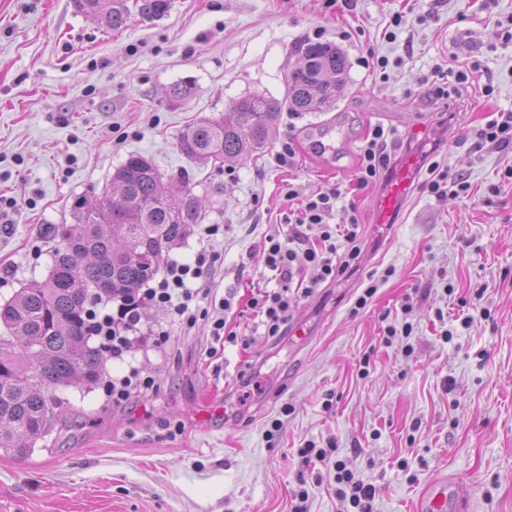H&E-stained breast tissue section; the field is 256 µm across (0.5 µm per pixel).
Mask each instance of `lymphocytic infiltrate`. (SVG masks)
Segmentation results:
<instances>
[{
	"label": "lymphocytic infiltrate",
	"mask_w": 512,
	"mask_h": 512,
	"mask_svg": "<svg viewBox=\"0 0 512 512\" xmlns=\"http://www.w3.org/2000/svg\"><path fill=\"white\" fill-rule=\"evenodd\" d=\"M472 139V149L477 153L512 151V110L493 113L491 119L474 130ZM402 146L401 137L393 128L381 124L371 127L359 150L357 188L376 183L388 172ZM422 190L436 197L449 194L463 199L470 196L472 185L466 176L450 172L447 166L434 160L426 167ZM342 199L343 192L337 186L307 197L287 238L271 237L264 242L263 269L273 285L260 289L257 296L249 299L248 305L260 315L266 335H279L288 321L291 308L288 290L295 274L310 271L311 277L302 289L307 296L322 283L339 279L358 259L361 226L357 216H350L341 227L328 222ZM216 261V254L204 247L191 261L168 262L162 277L152 287L120 299L118 305L103 299L96 301L89 309L94 335L106 344L116 359L123 358L137 343L156 348L165 346L170 332L161 325H146V308L166 307L180 324L189 329L195 327L199 303L210 295L202 281ZM302 453L307 458L332 461L337 496L347 500L353 512H372L375 487L356 480L345 461L335 458L334 448H319L310 443Z\"/></svg>",
	"instance_id": "lymphocytic-infiltrate-1"
}]
</instances>
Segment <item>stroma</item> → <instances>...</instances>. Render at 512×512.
Returning <instances> with one entry per match:
<instances>
[{
	"label": "stroma",
	"instance_id": "1",
	"mask_svg": "<svg viewBox=\"0 0 512 512\" xmlns=\"http://www.w3.org/2000/svg\"><path fill=\"white\" fill-rule=\"evenodd\" d=\"M511 17L512 0L490 12L482 0H174L168 16L134 11L113 31L73 0H0V304L47 278L46 225L71 223L74 197L102 193L132 153L164 177L194 178L202 223L223 225L210 243L211 300L234 294L229 320L242 336L255 327L247 301L262 244L284 238L301 198L347 188L362 225L355 265L295 295L290 314L306 322L305 339L219 348L205 322L188 331L169 310L148 309L147 324L171 327L166 350L134 348L126 361L108 359L97 385L56 388L67 418L27 456L0 450V512H293L302 485L307 512H347L332 474L302 456L310 442L336 447L376 487L373 512H414L445 474L470 487V512H512V184L501 180L512 152L473 153L468 137L492 112L512 110V43L495 24ZM303 37L348 55L332 111L282 112L260 158L220 169L180 152L188 124L241 97L283 100ZM371 53L391 60L387 78L365 67ZM475 60L487 72L448 101L430 96L434 63ZM176 82L192 85L189 101L168 100ZM326 122L346 137L332 161L307 139ZM415 123L439 142L441 162L468 176L472 197L412 188L384 232L378 186L355 187L359 149L376 124L412 143ZM288 140L295 157L284 164ZM373 282L376 294L356 308ZM406 324L410 335L387 336ZM131 364L155 388L118 409L107 384ZM279 417L283 429L268 436ZM167 422L181 434L167 437Z\"/></svg>",
	"mask_w": 512,
	"mask_h": 512
}]
</instances>
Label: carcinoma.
Returning <instances> with one entry per match:
<instances>
[{
    "label": "carcinoma",
    "instance_id": "obj_1",
    "mask_svg": "<svg viewBox=\"0 0 512 512\" xmlns=\"http://www.w3.org/2000/svg\"><path fill=\"white\" fill-rule=\"evenodd\" d=\"M74 6L112 30L123 28L129 16L127 0H74ZM135 6L141 17L158 20L169 14L173 0H135ZM293 52L298 64L288 71L285 101L243 97L221 116L186 127L178 138L181 153L221 169L261 151L282 109H333L349 79L347 54L310 39L296 42ZM162 179L151 159L132 153L113 173L112 191L77 198L73 223L45 229L57 242L48 277L0 305L7 332L0 336V450L24 457L53 419L66 418V402L49 395L51 388L100 380L106 353L103 344L93 343L89 303L140 288L199 222L202 203L190 176L181 178L179 202L164 196Z\"/></svg>",
    "mask_w": 512,
    "mask_h": 512
}]
</instances>
